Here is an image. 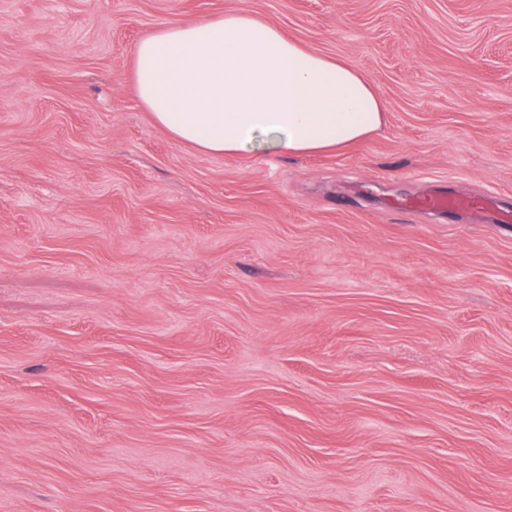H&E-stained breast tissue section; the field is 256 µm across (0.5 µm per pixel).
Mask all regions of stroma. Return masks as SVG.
I'll use <instances>...</instances> for the list:
<instances>
[{
	"mask_svg": "<svg viewBox=\"0 0 512 512\" xmlns=\"http://www.w3.org/2000/svg\"><path fill=\"white\" fill-rule=\"evenodd\" d=\"M237 11L363 73L382 128L158 127L137 42ZM502 211L512 0H0V512H512ZM417 207H424L437 211L447 210H473L479 212L488 207L476 206L472 200L459 198L457 196H448L447 194H436L428 196L424 199L417 200Z\"/></svg>",
	"mask_w": 512,
	"mask_h": 512,
	"instance_id": "35a3bbf8",
	"label": "stroma"
}]
</instances>
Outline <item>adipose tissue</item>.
I'll return each instance as SVG.
<instances>
[{
  "instance_id": "adipose-tissue-1",
  "label": "adipose tissue",
  "mask_w": 512,
  "mask_h": 512,
  "mask_svg": "<svg viewBox=\"0 0 512 512\" xmlns=\"http://www.w3.org/2000/svg\"><path fill=\"white\" fill-rule=\"evenodd\" d=\"M133 81L159 127L211 155L248 152L262 136L283 155L318 154L384 121L360 72L247 12L156 29L135 47Z\"/></svg>"
}]
</instances>
